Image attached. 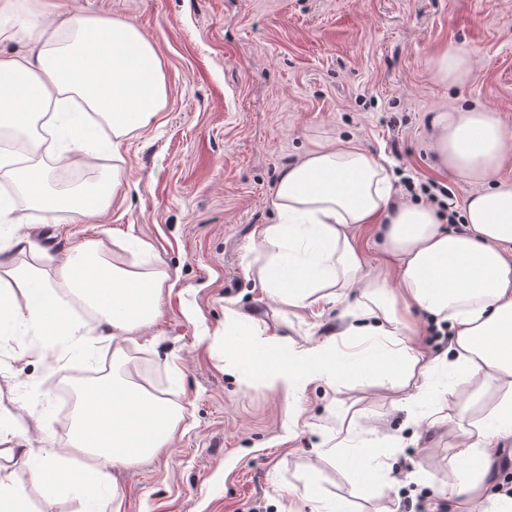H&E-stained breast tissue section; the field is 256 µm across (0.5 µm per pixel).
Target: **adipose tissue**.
Returning <instances> with one entry per match:
<instances>
[{"label": "adipose tissue", "mask_w": 512, "mask_h": 512, "mask_svg": "<svg viewBox=\"0 0 512 512\" xmlns=\"http://www.w3.org/2000/svg\"><path fill=\"white\" fill-rule=\"evenodd\" d=\"M0 22L20 26L29 55L0 56V177L18 199L0 204L1 224L80 222L104 211L122 183L112 166L92 184L61 192L48 189L45 158L83 167L98 152L86 129L110 131L121 140L151 126L166 101L165 77L154 43L136 26L107 14L73 11L62 22L42 17L28 0H0ZM432 78L451 86L473 72L470 54L445 49L427 61ZM433 148L441 163L482 184L461 213L464 228L449 230L436 207L391 206L394 186L384 160L357 145L318 142L283 168L272 205L279 217L261 232L259 283L290 313L354 295L338 338L305 346L265 338L259 324L229 312L233 335L247 334L245 350L225 347V373L253 384L294 391L321 382L335 387L352 376L401 391V404L416 423L448 428V499L453 512H512V495L496 491L497 445L512 437V187L495 177L512 152L494 111L457 106L432 118ZM378 229L384 252L397 260V281L362 275L355 242L364 225ZM20 234L0 240V339L18 324L36 323L42 341L25 357L45 360L58 338L66 353L86 351L87 331L59 305L56 285L98 314L97 339L116 342L153 319L166 275L152 262L145 241L113 250L91 242L71 245L56 265L57 283L34 278L16 303L6 279L16 278L12 255L34 252ZM446 324L447 349L429 354L414 345L411 310ZM447 372V387L435 378ZM494 390V405L477 420L472 399ZM181 406L126 378L104 375L80 389L69 446L29 448L45 503L73 482L90 493L85 512H100L108 491L99 462L130 463L168 445L178 430ZM89 458L80 473L65 462Z\"/></svg>", "instance_id": "1"}]
</instances>
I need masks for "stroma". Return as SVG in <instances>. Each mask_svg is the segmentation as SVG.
<instances>
[{"label": "stroma", "instance_id": "1", "mask_svg": "<svg viewBox=\"0 0 512 512\" xmlns=\"http://www.w3.org/2000/svg\"><path fill=\"white\" fill-rule=\"evenodd\" d=\"M55 18L80 10L136 25L158 48L167 103L147 130L124 139L123 185L109 210L81 224L20 225L40 257L19 268L54 277V260L77 241L111 246L141 238L167 276L151 324L123 342L120 372L162 373L184 419L167 448L107 466L117 500L104 512H312L310 484L347 512H404L405 500L441 502L438 485L416 484L427 469L448 479L454 439L420 430L408 443L395 392L369 379L300 394L243 385L224 372V312L234 308L281 340L316 345L336 333L347 302L301 316L269 298L250 271L261 231L277 223L271 205L279 173L313 142L349 139L385 157L395 178L437 181L456 206L478 191L442 167L433 113L459 103L493 109L512 135V0H33ZM462 48L473 73L445 86L429 75L436 51ZM30 330L0 344V412L18 418L28 447L63 448L75 387L87 364L23 356ZM354 416L390 468L395 485L353 491L354 449L318 457L310 424L335 433ZM406 439L403 448L396 439Z\"/></svg>", "mask_w": 512, "mask_h": 512}]
</instances>
